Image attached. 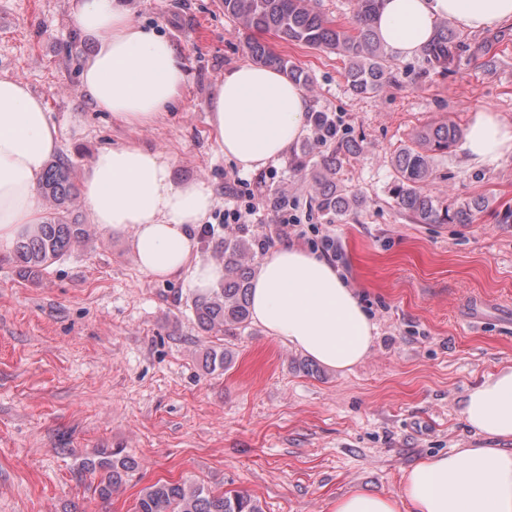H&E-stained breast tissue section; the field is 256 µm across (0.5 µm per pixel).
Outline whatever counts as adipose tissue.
<instances>
[{"label": "adipose tissue", "instance_id": "1", "mask_svg": "<svg viewBox=\"0 0 512 512\" xmlns=\"http://www.w3.org/2000/svg\"><path fill=\"white\" fill-rule=\"evenodd\" d=\"M73 18L93 41L80 83L89 103L130 127L176 110L187 73L171 41L137 23L128 0H76ZM475 32L512 24V0H384L375 29L397 59L421 55L441 20ZM303 88L277 70L249 63L225 71L212 103L219 151L241 171L279 161L306 133ZM61 148L44 101L21 79L0 76V253L40 223L39 183ZM481 165L512 154V126L495 111H475L463 144ZM89 220L106 232H131L141 272L186 277L201 293L224 280V265L201 260L195 235L216 204L200 179L176 181L158 149L126 142L100 150L83 178ZM251 315L318 363L348 370L369 354L376 325L355 288L325 258L282 246L262 261L251 285ZM462 415L484 446L424 458L402 474L398 493L358 487L332 512H512V365L468 391Z\"/></svg>", "mask_w": 512, "mask_h": 512}]
</instances>
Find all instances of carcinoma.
<instances>
[{
  "mask_svg": "<svg viewBox=\"0 0 512 512\" xmlns=\"http://www.w3.org/2000/svg\"><path fill=\"white\" fill-rule=\"evenodd\" d=\"M383 0H354L349 25L325 18L313 0H224V14L248 31L267 32L287 44L304 45L333 51L346 59V80L351 93L366 97L380 92L391 74L386 48L375 27L374 19ZM254 61L273 66L294 83L306 86L309 76L304 70L276 54L268 45L254 41L248 45ZM459 44L446 20L436 26L434 38L424 52L427 71L452 72L458 65ZM314 129L337 146L314 161L309 154L295 158L292 166L309 177L313 192L311 204L319 213L336 216L362 205L336 179L342 159L360 151L356 141H336L330 116L314 111L310 116ZM463 135L462 129L446 120L434 122L417 131L411 144L396 153L395 178L391 198L418 224H471L488 202L475 197L461 203H448L426 191L437 177L434 158ZM41 191L51 211L29 234L19 237L13 248L19 276L34 281L43 271L73 246L88 236L86 225L68 218L77 197L73 167L66 159L51 162L41 179ZM256 241L245 238L224 240L219 260L224 263V283L207 294L191 298L190 310L198 327L206 332L243 329L248 325L249 290L253 277L251 255ZM231 351L220 348L206 356L207 368H227ZM81 469L94 476L93 494L103 502L130 483L139 469L135 458L123 449H103L84 461ZM134 512H262L259 502L240 491L224 492L185 480H157L144 486L137 497Z\"/></svg>",
  "mask_w": 512,
  "mask_h": 512,
  "instance_id": "obj_1",
  "label": "carcinoma"
}]
</instances>
